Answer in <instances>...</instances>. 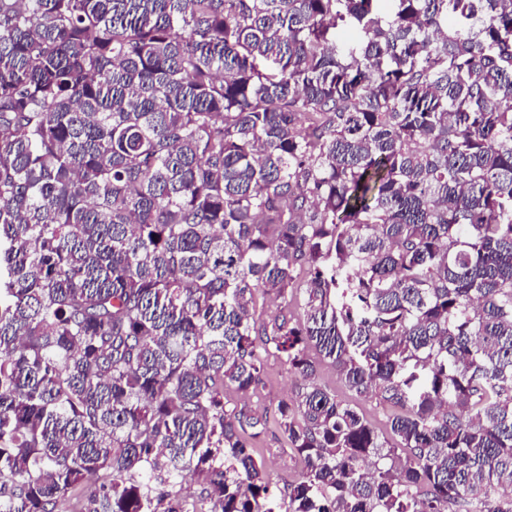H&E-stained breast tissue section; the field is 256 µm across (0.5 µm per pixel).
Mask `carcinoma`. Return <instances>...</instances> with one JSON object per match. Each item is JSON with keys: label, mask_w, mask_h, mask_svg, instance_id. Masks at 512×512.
Listing matches in <instances>:
<instances>
[{"label": "carcinoma", "mask_w": 512, "mask_h": 512, "mask_svg": "<svg viewBox=\"0 0 512 512\" xmlns=\"http://www.w3.org/2000/svg\"><path fill=\"white\" fill-rule=\"evenodd\" d=\"M270 353L310 383L268 416L227 393ZM88 479L512 512V0H0V512ZM315 381L331 392H336L339 399L360 408L376 426L385 429L387 410L379 405L374 398H358L349 392L337 379L336 373L329 365L322 363L318 367ZM255 456L261 458L271 479V492L278 497L288 493V483L301 472L300 459L288 447L287 439L272 424L255 445Z\"/></svg>", "instance_id": "carcinoma-1"}]
</instances>
